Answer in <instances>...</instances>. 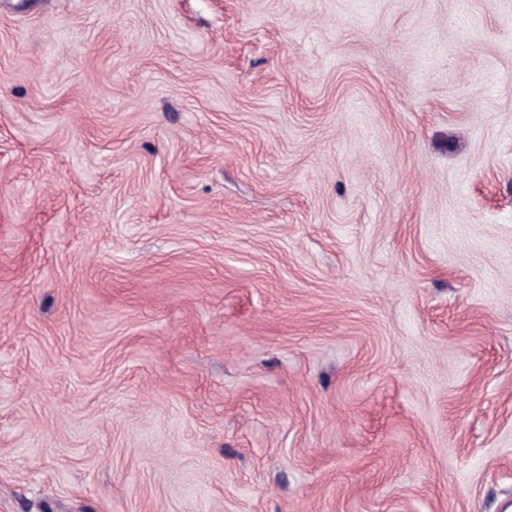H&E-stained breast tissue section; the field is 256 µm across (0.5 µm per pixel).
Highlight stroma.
I'll return each mask as SVG.
<instances>
[{
	"mask_svg": "<svg viewBox=\"0 0 512 512\" xmlns=\"http://www.w3.org/2000/svg\"><path fill=\"white\" fill-rule=\"evenodd\" d=\"M0 512H512V0H0Z\"/></svg>",
	"mask_w": 512,
	"mask_h": 512,
	"instance_id": "stroma-1",
	"label": "stroma"
}]
</instances>
